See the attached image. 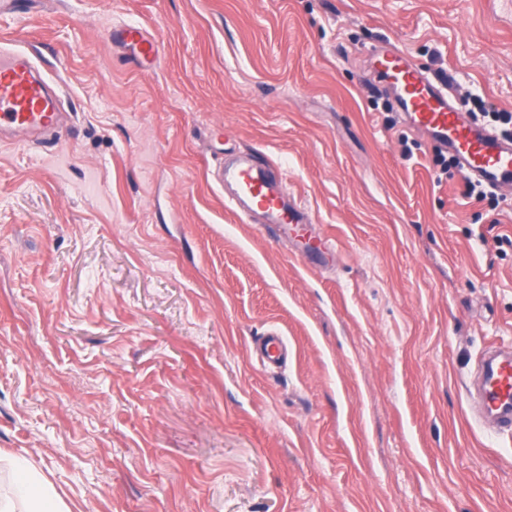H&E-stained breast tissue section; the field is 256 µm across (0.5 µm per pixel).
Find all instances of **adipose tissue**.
<instances>
[{"instance_id":"adipose-tissue-1","label":"adipose tissue","mask_w":512,"mask_h":512,"mask_svg":"<svg viewBox=\"0 0 512 512\" xmlns=\"http://www.w3.org/2000/svg\"><path fill=\"white\" fill-rule=\"evenodd\" d=\"M0 462L17 473L10 487L0 492V512H66L25 461L0 450Z\"/></svg>"}]
</instances>
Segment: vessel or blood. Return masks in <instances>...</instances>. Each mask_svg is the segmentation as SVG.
Instances as JSON below:
<instances>
[{
  "label": "vessel or blood",
  "mask_w": 512,
  "mask_h": 512,
  "mask_svg": "<svg viewBox=\"0 0 512 512\" xmlns=\"http://www.w3.org/2000/svg\"><path fill=\"white\" fill-rule=\"evenodd\" d=\"M137 63H157L160 43L142 26L123 24L111 31ZM374 77L394 91L405 119L443 149L453 152L460 173L492 185H512V139L470 123L447 89L446 82H431L396 47L372 52ZM59 96L40 73L35 60L18 37L0 38V132L21 136L56 131L61 124ZM235 183L229 203L242 213L263 218L260 232L288 241L302 264L325 265L333 258L331 238L319 232L309 210L298 201L285 200L283 172L274 164L252 162L233 172ZM263 362L279 365L283 352L277 333L259 343ZM476 398L477 419L490 418L497 429H512V352L482 361Z\"/></svg>",
  "instance_id": "1"
}]
</instances>
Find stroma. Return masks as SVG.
<instances>
[{
  "label": "stroma",
  "mask_w": 512,
  "mask_h": 512,
  "mask_svg": "<svg viewBox=\"0 0 512 512\" xmlns=\"http://www.w3.org/2000/svg\"><path fill=\"white\" fill-rule=\"evenodd\" d=\"M27 2L0 35L38 50L66 123L0 142V449L70 512H512V434L468 396L512 348V185L464 197L369 68L396 44L492 124L512 9ZM123 22L155 66L108 39ZM243 156L283 169L332 265L225 207ZM112 40L123 45L133 56L134 62L156 64L160 55V43L142 26L136 23L113 27ZM261 359L269 365L278 366L281 363L283 352L282 344L277 333H267L257 346Z\"/></svg>",
  "instance_id": "35a3bbf8"
}]
</instances>
